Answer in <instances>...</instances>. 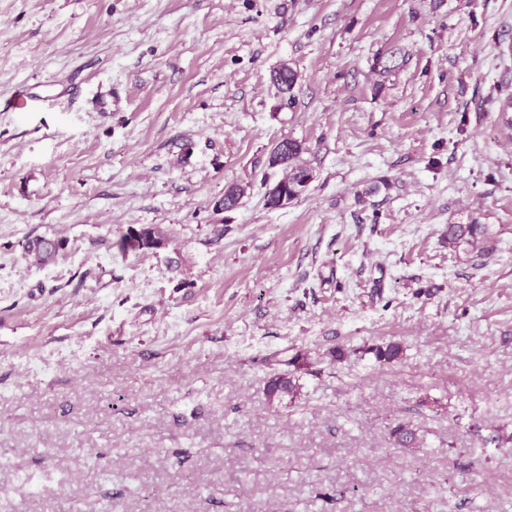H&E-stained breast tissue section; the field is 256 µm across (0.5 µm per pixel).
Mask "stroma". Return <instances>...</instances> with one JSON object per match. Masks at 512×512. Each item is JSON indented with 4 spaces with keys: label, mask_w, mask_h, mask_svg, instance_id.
<instances>
[{
    "label": "stroma",
    "mask_w": 512,
    "mask_h": 512,
    "mask_svg": "<svg viewBox=\"0 0 512 512\" xmlns=\"http://www.w3.org/2000/svg\"><path fill=\"white\" fill-rule=\"evenodd\" d=\"M510 95L512 0H0V512H512ZM297 79H298V74L296 71H294L291 67H288V66H285V65H282L280 68H278L277 70H275L272 74V81L273 83L277 86V88L279 89V91L282 93V94H289V97L288 99L285 100H281L282 103L280 104L281 107L285 106V105H291L293 100H294V96L293 95H290V92L293 90V88L295 87L296 83H297ZM288 143V165L283 167L288 170L279 180L281 191L278 195L265 193V206L270 209H277L288 205L289 202L299 198L308 188L313 180V171L306 164L299 161L303 153V146L300 142L290 139L282 140ZM493 237L485 224L471 221L469 224H452L448 227V246L458 247L481 246L482 249L492 250ZM167 240L166 230L159 225H147L139 228L129 227L127 232L120 236L115 246L121 252L149 251L165 245ZM23 248L35 263L44 265L51 262L57 256L62 248V241L38 237L27 241Z\"/></svg>",
    "instance_id": "obj_1"
}]
</instances>
